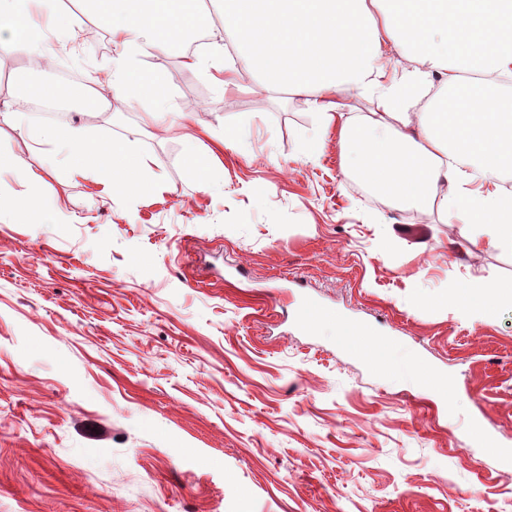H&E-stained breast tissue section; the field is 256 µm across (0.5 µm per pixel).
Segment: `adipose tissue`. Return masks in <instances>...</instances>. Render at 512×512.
I'll return each mask as SVG.
<instances>
[{
  "instance_id": "adipose-tissue-1",
  "label": "adipose tissue",
  "mask_w": 512,
  "mask_h": 512,
  "mask_svg": "<svg viewBox=\"0 0 512 512\" xmlns=\"http://www.w3.org/2000/svg\"><path fill=\"white\" fill-rule=\"evenodd\" d=\"M81 2L112 36L101 109L131 100L147 121L166 119L168 96L142 61L209 32L183 64L219 74L225 89L246 66L263 87L306 97L319 132L301 141L303 156L322 151L324 132L338 126L344 175L363 178L387 206L474 225L463 251H512V205L498 184L512 178V111L501 94L512 82V0H214L215 25L203 0ZM73 33L57 0H0V42L27 55L52 57ZM352 96L376 99L377 111H356ZM40 132L54 155L93 159L107 195L132 192L119 173L136 134L100 153L82 126L50 121Z\"/></svg>"
}]
</instances>
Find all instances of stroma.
I'll return each mask as SVG.
<instances>
[{"label": "stroma", "mask_w": 512, "mask_h": 512, "mask_svg": "<svg viewBox=\"0 0 512 512\" xmlns=\"http://www.w3.org/2000/svg\"><path fill=\"white\" fill-rule=\"evenodd\" d=\"M83 79L106 74V27L79 0ZM175 109L232 126L224 191L204 190L181 129H140L134 195L106 197L91 160L46 168L0 120V512H512V251L452 249L473 228L396 211L346 178L339 137L301 140L305 97L223 92L153 53ZM0 46V113L49 81ZM122 141L140 106L76 113ZM55 200L21 214L15 201ZM489 282L490 310L468 284ZM417 349L446 391L395 383L377 364L296 326L300 298Z\"/></svg>", "instance_id": "obj_1"}]
</instances>
